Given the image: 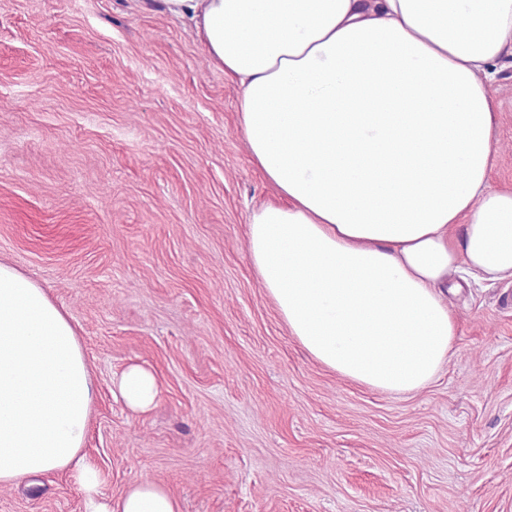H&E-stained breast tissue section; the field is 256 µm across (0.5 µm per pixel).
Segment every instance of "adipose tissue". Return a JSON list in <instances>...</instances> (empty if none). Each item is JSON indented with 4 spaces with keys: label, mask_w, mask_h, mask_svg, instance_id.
Listing matches in <instances>:
<instances>
[{
    "label": "adipose tissue",
    "mask_w": 512,
    "mask_h": 512,
    "mask_svg": "<svg viewBox=\"0 0 512 512\" xmlns=\"http://www.w3.org/2000/svg\"><path fill=\"white\" fill-rule=\"evenodd\" d=\"M238 89L251 162L280 200L247 227L254 272L298 344L373 390L426 387L453 351L451 273L512 278V188L492 186L512 0H162ZM137 413L160 387L130 362ZM93 378L43 288L0 263V488L70 474L83 512H180L144 479L103 491Z\"/></svg>",
    "instance_id": "adipose-tissue-1"
}]
</instances>
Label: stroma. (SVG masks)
Returning a JSON list of instances; mask_svg holds the SVG:
<instances>
[{
	"instance_id": "1",
	"label": "stroma",
	"mask_w": 512,
	"mask_h": 512,
	"mask_svg": "<svg viewBox=\"0 0 512 512\" xmlns=\"http://www.w3.org/2000/svg\"><path fill=\"white\" fill-rule=\"evenodd\" d=\"M493 186H512V67ZM238 94L161 0H0V262L45 288L95 381L103 491L148 478L181 512H512V279L449 293L454 354L426 388L348 384L288 333L246 225L276 200ZM151 366L134 414L112 375ZM0 512H81L64 472Z\"/></svg>"
}]
</instances>
